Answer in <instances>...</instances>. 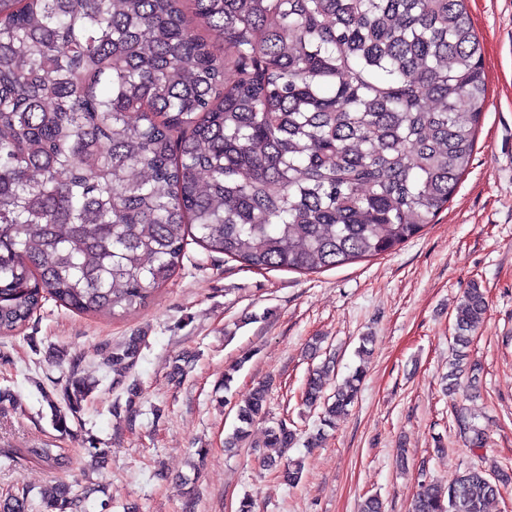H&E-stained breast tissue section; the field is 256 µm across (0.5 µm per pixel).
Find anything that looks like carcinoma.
<instances>
[{
	"mask_svg": "<svg viewBox=\"0 0 512 512\" xmlns=\"http://www.w3.org/2000/svg\"><path fill=\"white\" fill-rule=\"evenodd\" d=\"M192 6L195 22L186 18ZM486 99L465 0H0V334L52 299L85 315L140 308L180 267L187 237L258 270L315 273L384 255L433 223L470 164ZM488 307L456 308L444 391L477 390L469 348ZM143 338L112 350L133 367ZM304 405L334 424L364 370ZM93 386L71 361L63 401ZM269 383L238 403L228 448L263 414ZM473 448L482 430L457 411ZM297 432L265 430L264 467ZM27 454L65 468L53 448ZM512 484L469 465L423 480L411 512H486ZM43 512H84L69 485ZM28 491L0 512H28Z\"/></svg>",
	"mask_w": 512,
	"mask_h": 512,
	"instance_id": "1",
	"label": "carcinoma"
}]
</instances>
